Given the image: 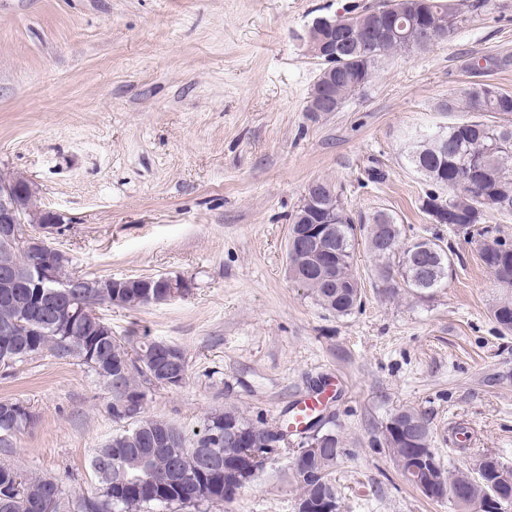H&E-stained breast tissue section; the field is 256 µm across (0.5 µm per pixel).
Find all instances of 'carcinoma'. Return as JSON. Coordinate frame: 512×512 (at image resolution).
Instances as JSON below:
<instances>
[{
    "mask_svg": "<svg viewBox=\"0 0 512 512\" xmlns=\"http://www.w3.org/2000/svg\"><path fill=\"white\" fill-rule=\"evenodd\" d=\"M489 0H382L367 6L347 20L353 29L365 30L378 13L394 12L405 22L403 35L365 38L336 52L331 58L321 57L322 68L336 72L331 94L336 108L347 99L363 92L372 82L382 59L402 53L425 51L436 40H447L466 28L474 16L484 11ZM452 111L470 112L472 118L460 120L431 135L413 138L407 151L409 163L433 186L420 199L421 210L437 223L434 208H447L448 231L466 234L485 224L489 218L512 215V94L487 83L476 82L461 100L453 99ZM506 114L502 122L482 120L486 114ZM332 220L336 228L333 247L336 268L322 273L300 257L290 256L289 277L307 289L326 310L339 316L350 314L361 304L352 282L356 280L353 260L358 239H363L369 252L378 260L377 278L390 291L406 288L414 293L444 285L452 270V254L435 239H419L401 245L400 229L394 216L382 209L356 218L345 208L341 198L331 202ZM386 241L382 247L375 237ZM423 245L437 252L436 271L429 280L416 277L412 254ZM480 259L493 276L501 297L491 315L503 331H512V243L495 239L483 245ZM33 258L17 250H1L0 266L24 265ZM28 302V310L19 309L10 298H0V325H17L12 337L19 354L17 361L46 350L79 358L112 392V416L132 418L141 413L145 399L143 382L166 360L171 345L147 340L137 348L105 332L98 317L81 322L70 320L68 312L79 306L96 307L112 298L96 293L55 292L53 288L14 289ZM411 415L422 428L419 437L391 434L386 446L392 459L412 458L416 449L425 448L435 464H440L430 449V430L425 419L413 410H402L400 416ZM235 422L246 446L239 441L219 442L214 435L224 434V421ZM32 421V414L17 401L0 399V443L3 436H14ZM168 431L174 444L168 448L153 444V431ZM268 426H257L236 408L210 416L203 429L191 437L168 422L150 416L112 437L103 447L94 449L91 465L97 477L96 491L88 496H71L53 479L25 472L12 465H0V512H151L155 505H177L198 508L207 503H230L242 488L263 469L265 461L278 455H296L295 449L281 440L269 444ZM140 448L147 453L146 468L129 469L128 449ZM217 454L227 463L240 462L229 475L202 466L201 451ZM345 454L343 442L332 433L321 453L292 470L298 497L309 512H322L323 500L337 498L331 473ZM176 465L181 475L161 485L157 481ZM508 479L490 486L482 477L484 462H479L476 475L446 469L448 487L438 500H448L460 512H486L487 495L497 493L501 512H512V466L498 462ZM42 498L43 507L32 508Z\"/></svg>",
    "mask_w": 512,
    "mask_h": 512,
    "instance_id": "carcinoma-1",
    "label": "carcinoma"
}]
</instances>
